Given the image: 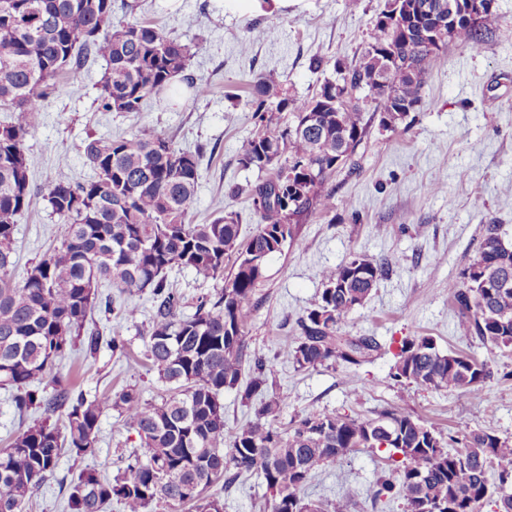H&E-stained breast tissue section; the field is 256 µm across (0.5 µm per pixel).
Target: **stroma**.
<instances>
[{
	"mask_svg": "<svg viewBox=\"0 0 512 512\" xmlns=\"http://www.w3.org/2000/svg\"><path fill=\"white\" fill-rule=\"evenodd\" d=\"M136 18L182 41L204 39L207 50L188 72L207 83L206 96L181 86L168 107L146 104L136 113L99 109L103 60L70 72L64 95L50 97L35 114L25 141L33 190L61 176L93 178L84 146L90 138L142 131L172 139L198 152L201 179L190 205L197 223L225 212L240 216L241 235L256 228L249 190L262 175L238 162L242 143L256 130L247 94L260 77L279 82L291 100L313 97L336 80V62L357 63L370 41L384 0H132ZM275 27L271 38L240 42L249 29ZM323 66L312 71V59ZM367 135L351 159L323 185L333 210L312 211L282 252L270 256L253 296L247 342L270 362L268 377L288 401L280 422L310 414L370 417L387 406L413 414L443 434L490 428L512 441V349L482 344L457 327L448 283L460 279L475 258L488 224L499 225L512 242V0H496V13L479 51L449 43L444 65L430 72L422 103L396 131L368 114ZM58 219L35 199L17 221L16 277H23L56 243ZM398 256L400 263L379 281L364 306L342 324L343 335L372 336L382 346L357 372L345 365L298 370L282 355L300 335L298 320L320 299V273L351 256ZM167 281L182 297L184 314L198 298L215 295L223 280L204 281L186 268L169 270ZM136 321L96 308L89 330L120 337L131 358L101 347L96 355L77 351L58 366L87 398L132 386L157 402L165 387L145 357V331L153 316L149 296L137 297ZM405 336L433 337L440 351H460L486 362L494 376L468 397L401 385L390 376L396 344ZM137 433L117 411L100 419L93 454L63 453L34 495L28 512H66L71 481L92 466L113 476L125 466ZM392 466L385 454L360 450L315 473L303 488L305 500L325 502L353 494L350 512H404L401 500L372 504L367 493ZM266 487L257 475H242L224 493V512H265Z\"/></svg>",
	"mask_w": 512,
	"mask_h": 512,
	"instance_id": "1",
	"label": "stroma"
}]
</instances>
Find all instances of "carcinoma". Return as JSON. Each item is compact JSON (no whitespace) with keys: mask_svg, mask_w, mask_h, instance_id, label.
I'll use <instances>...</instances> for the list:
<instances>
[{"mask_svg":"<svg viewBox=\"0 0 512 512\" xmlns=\"http://www.w3.org/2000/svg\"><path fill=\"white\" fill-rule=\"evenodd\" d=\"M435 2L407 0L415 20L388 16L384 3L359 63L339 68V80L325 82L311 99L290 101L274 80L254 81L249 104L257 130L238 157L243 167L267 177L251 194L259 224L249 238L240 239L235 212L193 222L196 155L160 135L93 138L84 155L95 177H60L40 191L59 219V245L17 282V218L36 198L25 140L34 113L63 93L66 72L90 56L103 60L102 111L139 112L147 101L161 100L206 50V41L184 43L140 21L115 26L112 0H0V109L13 113L0 126V388L11 391L16 412L39 414L0 449V512H26L63 449L79 457L93 452L108 409L137 433L142 452L131 453L111 479L81 470L68 512H104L114 498L123 512L186 505L195 512H224L220 492L253 471L263 476L267 512H346L350 496L323 508L301 496L303 486L315 471L352 451L381 448L395 463V479L372 486L375 503L396 496L404 500V512H424L426 504L439 512H481L493 499L496 512H512V493L504 492L512 484V443L492 429L463 433L464 448L454 452L448 450L453 437L395 407L364 418L312 414L283 429L279 419L287 397L280 392L261 399L247 425L232 430L224 421V390L241 388L249 402L268 385L266 361L247 343L252 297L266 260L294 239L304 215L334 208L322 186L336 161L351 157L366 136L364 110L342 104L364 95L393 131L408 116L406 109L421 103L425 76L445 61L447 42L431 48L419 39L418 25L427 15L421 5ZM494 3L481 0L477 24L459 18L453 40L479 49ZM380 49L395 51L399 59L384 87L370 82ZM286 110L292 118L285 124L265 117ZM230 259L233 270L217 298L180 315L168 271L188 268L203 281L216 280ZM396 264L395 258L357 254L323 270L320 301L299 319L298 343L283 356L299 370L342 362L357 373L381 344L372 336L345 338L338 329ZM103 281L129 297L150 295L146 356L169 391L160 403L143 399L131 386L89 400L57 372L77 346L89 355L103 342L125 352L119 337L105 341L86 328ZM448 299L464 335L512 347V246L503 242L498 225H486L462 280L448 283ZM395 358L394 380L460 397L491 378L487 364L456 351L444 354L429 336L404 337ZM247 368L251 377L243 386ZM492 472L496 485L489 480Z\"/></svg>","mask_w":512,"mask_h":512,"instance_id":"carcinoma-1","label":"carcinoma"}]
</instances>
